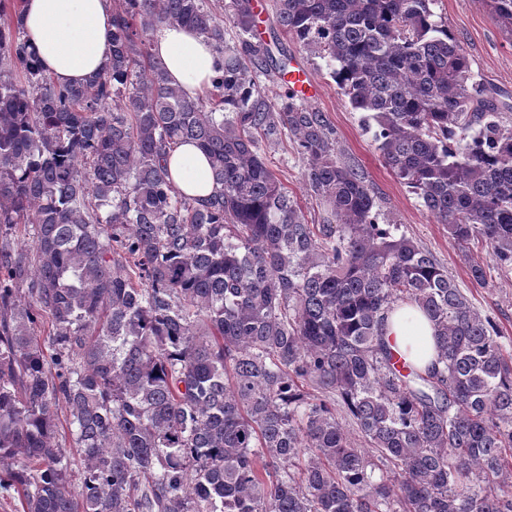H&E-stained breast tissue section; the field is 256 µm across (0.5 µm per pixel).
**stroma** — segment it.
<instances>
[{
  "mask_svg": "<svg viewBox=\"0 0 512 512\" xmlns=\"http://www.w3.org/2000/svg\"><path fill=\"white\" fill-rule=\"evenodd\" d=\"M256 32L272 54L287 52L291 67L310 74L318 92L310 104L326 112L346 158L363 171L377 198L378 221L397 225L400 233L412 238L447 268L473 307L491 317L501 331L500 341L512 350V270L490 269L485 283L474 282L467 267L468 256H479L480 248L463 254L448 237L445 225L435 223L420 199L401 185L380 157L374 133L364 124L363 113L351 109L331 76L327 59L303 49L279 28L272 0H259ZM434 19L447 25L461 44L477 80L489 88L503 119L512 125V32L492 15L489 0H436ZM260 152L302 207L309 223H319L323 211L303 180L304 165L290 138L263 141Z\"/></svg>",
  "mask_w": 512,
  "mask_h": 512,
  "instance_id": "35a3bbf8",
  "label": "stroma"
}]
</instances>
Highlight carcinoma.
<instances>
[{"instance_id": "obj_1", "label": "carcinoma", "mask_w": 512, "mask_h": 512, "mask_svg": "<svg viewBox=\"0 0 512 512\" xmlns=\"http://www.w3.org/2000/svg\"><path fill=\"white\" fill-rule=\"evenodd\" d=\"M434 2L274 9L336 63L384 164L455 245L509 271L512 126ZM490 4L512 26V0ZM224 10L253 31L251 0ZM174 24L224 54L204 97L156 56ZM112 27L104 73L59 85L33 60L21 2L0 0V470L23 512H512V353L445 267L378 223L326 114L290 87L269 102L243 61L267 49L224 51L205 0H113ZM285 135L319 224L258 153ZM181 144L208 160L207 199L173 183ZM23 226L31 242L16 243ZM400 303L434 325L425 373L382 341ZM308 386L340 399L379 479ZM61 403L77 485L55 441Z\"/></svg>"}]
</instances>
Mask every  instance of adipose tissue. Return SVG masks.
<instances>
[{
  "label": "adipose tissue",
  "instance_id": "1",
  "mask_svg": "<svg viewBox=\"0 0 512 512\" xmlns=\"http://www.w3.org/2000/svg\"><path fill=\"white\" fill-rule=\"evenodd\" d=\"M22 23L40 68L57 83L84 82L103 72L112 56L111 0H22ZM155 51L171 82L192 98L210 86L224 64L223 54L179 25L157 32ZM169 169L183 193L195 198L210 195L208 164L196 146L174 149ZM384 341L418 369H427L436 360L435 328L419 307L405 304L389 312Z\"/></svg>",
  "mask_w": 512,
  "mask_h": 512
}]
</instances>
